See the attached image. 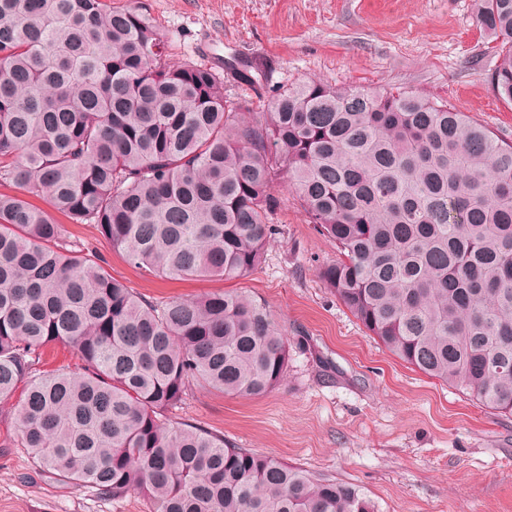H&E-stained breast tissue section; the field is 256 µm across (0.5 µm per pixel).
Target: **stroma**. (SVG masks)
I'll use <instances>...</instances> for the list:
<instances>
[{"label": "stroma", "mask_w": 512, "mask_h": 512, "mask_svg": "<svg viewBox=\"0 0 512 512\" xmlns=\"http://www.w3.org/2000/svg\"><path fill=\"white\" fill-rule=\"evenodd\" d=\"M139 5L170 62L209 67L235 98L269 102L308 80L402 88L460 108L512 143V103L492 88L496 57L471 0H112ZM259 64L255 85L236 74ZM261 268L237 285L266 305L288 338L285 381L236 398L193 385L167 419L276 457L318 479L355 485L377 512H512V416L412 369L368 336L327 288L336 246L287 185ZM74 249L96 250L116 279L148 299L227 290L218 279L149 275L90 224L53 215ZM0 404V512H149L143 496L111 499L36 474Z\"/></svg>", "instance_id": "35a3bbf8"}]
</instances>
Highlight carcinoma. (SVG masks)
I'll list each match as a JSON object with an SVG mask.
<instances>
[{
    "mask_svg": "<svg viewBox=\"0 0 512 512\" xmlns=\"http://www.w3.org/2000/svg\"><path fill=\"white\" fill-rule=\"evenodd\" d=\"M512 102V0H473ZM280 181L336 260L319 269L392 354L512 415V144L410 91L308 81L265 107L167 60L136 6L0 0V401L18 387L36 469L151 512H375L191 425L163 421L194 384L234 397L283 383L288 338L235 288L151 301L34 207L93 224L142 271L247 277L276 234ZM73 348L74 370L41 350Z\"/></svg>",
    "mask_w": 512,
    "mask_h": 512,
    "instance_id": "obj_1",
    "label": "carcinoma"
}]
</instances>
